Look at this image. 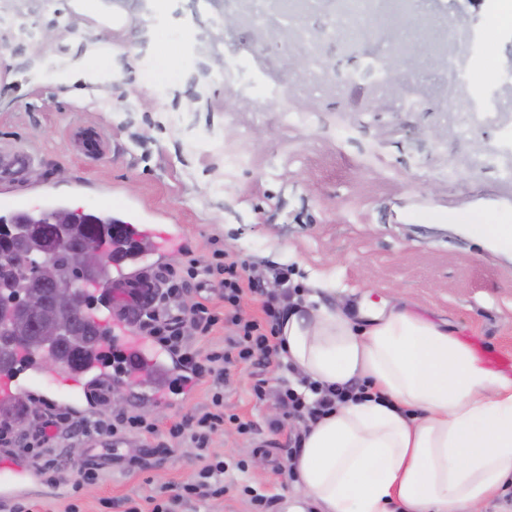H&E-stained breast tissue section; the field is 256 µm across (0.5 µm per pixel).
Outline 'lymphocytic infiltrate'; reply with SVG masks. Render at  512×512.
<instances>
[{
    "label": "lymphocytic infiltrate",
    "mask_w": 512,
    "mask_h": 512,
    "mask_svg": "<svg viewBox=\"0 0 512 512\" xmlns=\"http://www.w3.org/2000/svg\"><path fill=\"white\" fill-rule=\"evenodd\" d=\"M216 269L224 275V312L216 314L209 307L208 296H200L191 309H172L171 301L187 279L198 276L196 267L174 268L164 288L158 289L154 309L145 317L141 328L150 341L174 354L185 373L186 380L211 386L210 404L200 416L172 425L171 437L190 442L197 450V471L194 478L176 487L165 498L148 497L146 503L125 498L120 502L124 512H175L177 506L223 498L226 488L222 481L224 459L210 449L212 434L225 424L235 426L238 433L250 431V423L224 412V375L229 365L251 362L257 365L270 362L278 354L280 342L279 296L268 293L263 305V319L244 317L240 303L246 294L257 292V279H243L237 272L238 263L225 251H216ZM193 323L207 332L217 324H225L233 333L227 347L221 351L200 353L193 349L183 332L185 323ZM274 396L284 416H294L310 422L330 414L337 404L348 400H366L370 394L366 385L351 389L326 387L314 402H307L291 388L276 391ZM77 425L69 416L59 415L42 421L32 438H21L11 424L0 421V446L23 444L28 451L53 446L58 440L72 436Z\"/></svg>",
    "instance_id": "lymphocytic-infiltrate-1"
}]
</instances>
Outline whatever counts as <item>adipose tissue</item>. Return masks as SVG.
I'll return each mask as SVG.
<instances>
[{"mask_svg":"<svg viewBox=\"0 0 512 512\" xmlns=\"http://www.w3.org/2000/svg\"><path fill=\"white\" fill-rule=\"evenodd\" d=\"M309 288L280 317L298 391L364 384L373 397L304 430L289 512H482L512 481V376L406 299L365 297L352 317L343 290Z\"/></svg>","mask_w":512,"mask_h":512,"instance_id":"ef3b65f1","label":"adipose tissue"}]
</instances>
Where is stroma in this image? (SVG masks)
<instances>
[{"mask_svg": "<svg viewBox=\"0 0 512 512\" xmlns=\"http://www.w3.org/2000/svg\"><path fill=\"white\" fill-rule=\"evenodd\" d=\"M339 0H279L270 18L247 0H0V147L34 163L0 205L49 191L66 207L94 211L101 191L138 203L147 221L180 224L199 267L214 249L246 273L309 278L346 289L351 302L404 296L447 322L481 356L512 355V248L483 242L470 225L512 224V29L497 27L484 0H380L337 26ZM121 18L118 26L110 18ZM50 33L24 45L12 21ZM112 46V79H86L80 64ZM175 50L166 71L154 60ZM291 384L287 362L230 371L224 407L254 423L213 437L224 456L223 499L191 512H284L294 476L289 452L301 424L281 421L252 387ZM151 386L87 384L74 419L120 412L167 427L201 409L205 385L185 395L176 380ZM281 428H273V421ZM96 448L78 437L58 448L60 482L20 500L38 512H105L100 499L145 497L196 473L195 451L160 436L130 435L124 459L99 480H73Z\"/></svg>", "mask_w": 512, "mask_h": 512, "instance_id": "obj_1", "label": "stroma"}]
</instances>
